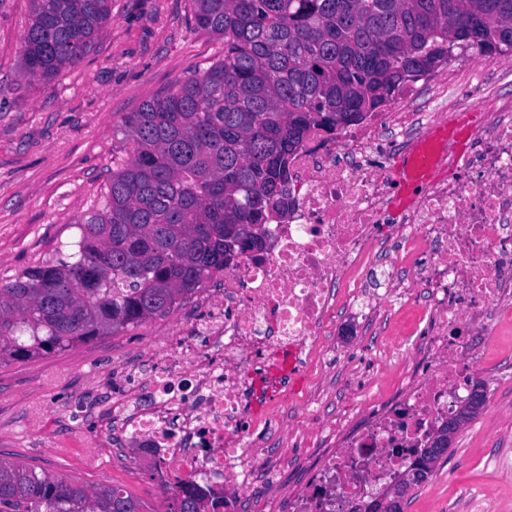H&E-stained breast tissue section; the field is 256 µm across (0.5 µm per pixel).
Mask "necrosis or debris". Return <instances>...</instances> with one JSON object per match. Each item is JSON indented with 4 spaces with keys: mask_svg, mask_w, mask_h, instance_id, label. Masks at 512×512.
Listing matches in <instances>:
<instances>
[{
    "mask_svg": "<svg viewBox=\"0 0 512 512\" xmlns=\"http://www.w3.org/2000/svg\"><path fill=\"white\" fill-rule=\"evenodd\" d=\"M440 63L393 104L358 123L313 132L288 164V208L261 234L266 247L225 266L205 294L189 340H158L159 356L138 375L118 409L124 440L157 471L210 481L222 512L267 501L275 473L262 449L249 394L269 352L286 351L289 369L312 354L348 360L322 343L334 313L368 319L377 306L398 312L416 303L429 316L423 364L393 404L369 408L366 424L324 457L294 498L291 512H367L410 467L413 451L465 402L482 377L481 355L498 313L512 307V97L487 85L482 69L459 82ZM474 111L464 151L440 155L436 173L410 205L390 215L395 188L387 151L406 155L438 124ZM397 247L409 264L399 277L381 253ZM379 289L338 300L360 264ZM203 337L197 348L194 337ZM149 389L150 405L138 400Z\"/></svg>",
    "mask_w": 512,
    "mask_h": 512,
    "instance_id": "1",
    "label": "necrosis or debris"
}]
</instances>
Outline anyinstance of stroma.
I'll use <instances>...</instances> for the list:
<instances>
[{
	"mask_svg": "<svg viewBox=\"0 0 512 512\" xmlns=\"http://www.w3.org/2000/svg\"><path fill=\"white\" fill-rule=\"evenodd\" d=\"M30 0H0V283L52 259L59 242L76 232L75 221L95 206L112 175L121 145L112 128L121 113L207 67L224 46L195 30L190 0H112V21L87 55L53 80L27 76L21 40ZM422 311L405 307L371 320L351 363L312 362L300 384L283 388L261 406L281 437L254 445L278 455L273 512H286L288 497L305 483L307 464L405 383L410 373L377 343L407 337ZM188 311L88 344L0 367V461L22 462L82 483L118 484L142 512H167L169 485L157 483L125 448L112 403L124 394L130 369L144 366L159 336L181 339ZM493 375L491 400L457 434L438 482L408 497L405 512H512V477L494 458L512 460V310L497 320L483 356ZM359 374L358 389L344 386ZM316 396L321 414L300 404Z\"/></svg>",
	"mask_w": 512,
	"mask_h": 512,
	"instance_id": "stroma-1",
	"label": "stroma"
}]
</instances>
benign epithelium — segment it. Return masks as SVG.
<instances>
[{
  "mask_svg": "<svg viewBox=\"0 0 512 512\" xmlns=\"http://www.w3.org/2000/svg\"><path fill=\"white\" fill-rule=\"evenodd\" d=\"M484 393L483 383L480 381L475 382L469 400L457 413L448 416V424L444 425L438 435L432 439L430 447L425 449L424 456L426 460L416 464L405 475L400 477L392 485L390 495L378 500L373 505L372 512H396V510L403 508L404 499L408 491L417 485L425 483L429 476L427 469L437 465L448 452L446 446L452 444L453 438L463 427L469 413L480 409Z\"/></svg>",
  "mask_w": 512,
  "mask_h": 512,
  "instance_id": "1",
  "label": "benign epithelium"
}]
</instances>
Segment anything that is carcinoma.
Instances as JSON below:
<instances>
[{"mask_svg": "<svg viewBox=\"0 0 512 512\" xmlns=\"http://www.w3.org/2000/svg\"><path fill=\"white\" fill-rule=\"evenodd\" d=\"M24 72L51 80L90 51L112 0H30ZM224 43L205 69L124 112L125 160L51 261L0 285V366L166 316L214 278L238 241L281 212L288 159L313 125L332 132L387 104L407 75L465 44L512 49V0H191ZM178 481L168 512H208ZM0 512H141L119 484H79L0 462Z\"/></svg>", "mask_w": 512, "mask_h": 512, "instance_id": "carcinoma-1", "label": "carcinoma"}]
</instances>
